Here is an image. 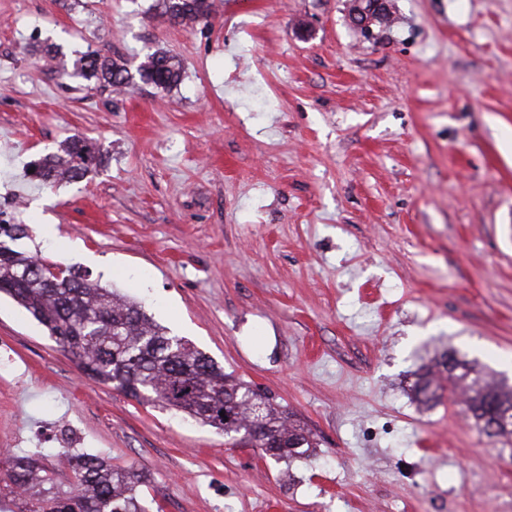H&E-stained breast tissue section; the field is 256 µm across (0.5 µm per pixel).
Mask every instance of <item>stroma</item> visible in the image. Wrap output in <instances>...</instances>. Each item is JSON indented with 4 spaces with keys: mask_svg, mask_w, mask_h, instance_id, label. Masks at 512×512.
Returning a JSON list of instances; mask_svg holds the SVG:
<instances>
[{
    "mask_svg": "<svg viewBox=\"0 0 512 512\" xmlns=\"http://www.w3.org/2000/svg\"><path fill=\"white\" fill-rule=\"evenodd\" d=\"M0 0V224L153 319L311 431L274 460L84 375L0 297V449L147 477L149 512H512V444L409 374L455 349L512 385V0ZM179 85L66 75L87 48ZM101 164L45 185L71 136ZM162 16L174 24L189 26L207 21L212 15L211 0H162ZM139 81L167 90L181 80V69L175 57L164 51H155L144 57L136 69Z\"/></svg>",
    "mask_w": 512,
    "mask_h": 512,
    "instance_id": "1",
    "label": "stroma"
}]
</instances>
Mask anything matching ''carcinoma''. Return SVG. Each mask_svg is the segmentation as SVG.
Segmentation results:
<instances>
[{
	"label": "carcinoma",
	"instance_id": "1",
	"mask_svg": "<svg viewBox=\"0 0 512 512\" xmlns=\"http://www.w3.org/2000/svg\"><path fill=\"white\" fill-rule=\"evenodd\" d=\"M162 2V15L174 24L194 25L212 15L213 0ZM75 72L101 87H122L133 80L125 64L99 50L82 53ZM136 75L143 84L167 90L179 83L181 69L174 56L155 51L139 63ZM100 158L95 145L74 137L36 165L35 177L44 183L77 181ZM26 237L27 225L0 224V293L43 325L84 374L230 440L247 442L275 460L313 454L312 433L291 421L260 389L233 379L191 343L169 334L143 306L72 267L47 264L11 247ZM411 389L423 403L437 401L445 389L450 401L462 395L465 411L481 432L512 440V415L503 418L512 411V387L486 380L454 352L443 353L434 367L418 370ZM63 454L72 473L66 485L58 482L55 470L38 466V448L23 456L0 454V498L27 494L26 512H148L139 494L141 472L114 469L94 453Z\"/></svg>",
	"mask_w": 512,
	"mask_h": 512
}]
</instances>
